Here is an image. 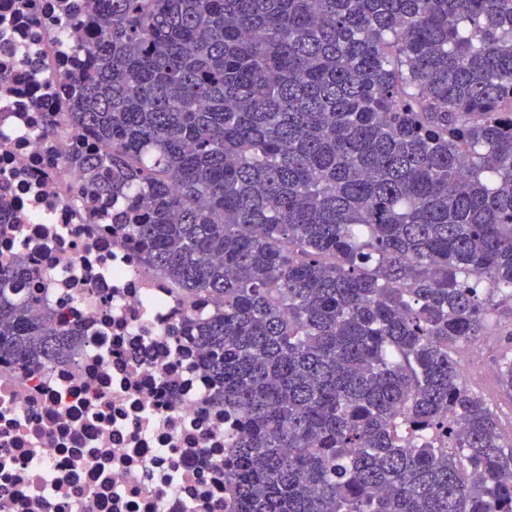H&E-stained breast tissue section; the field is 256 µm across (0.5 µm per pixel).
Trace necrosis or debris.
I'll list each match as a JSON object with an SVG mask.
<instances>
[{
	"label": "necrosis or debris",
	"mask_w": 512,
	"mask_h": 512,
	"mask_svg": "<svg viewBox=\"0 0 512 512\" xmlns=\"http://www.w3.org/2000/svg\"><path fill=\"white\" fill-rule=\"evenodd\" d=\"M92 0H0V263L79 345L43 369L0 359V512H238L224 464L238 427L201 347L176 329L215 301L142 262L66 162L93 152L71 76L98 36Z\"/></svg>",
	"instance_id": "necrosis-or-debris-1"
}]
</instances>
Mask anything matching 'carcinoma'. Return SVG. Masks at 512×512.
<instances>
[{
	"instance_id": "cac0c4a2",
	"label": "carcinoma",
	"mask_w": 512,
	"mask_h": 512,
	"mask_svg": "<svg viewBox=\"0 0 512 512\" xmlns=\"http://www.w3.org/2000/svg\"><path fill=\"white\" fill-rule=\"evenodd\" d=\"M69 162L221 304L186 330L240 512H512L457 354L512 312V0H96ZM0 264V356H67Z\"/></svg>"
}]
</instances>
